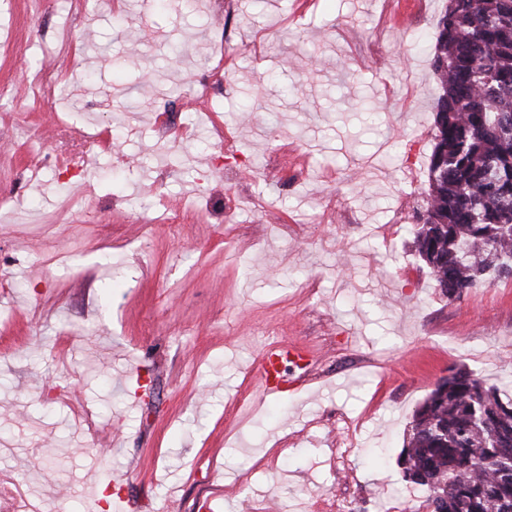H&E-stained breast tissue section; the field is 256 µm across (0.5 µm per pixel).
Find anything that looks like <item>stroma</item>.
I'll return each instance as SVG.
<instances>
[{
	"mask_svg": "<svg viewBox=\"0 0 512 512\" xmlns=\"http://www.w3.org/2000/svg\"><path fill=\"white\" fill-rule=\"evenodd\" d=\"M231 2L217 76V0H0V196L26 207L0 212V512H97L107 474L121 512H423L396 465L415 407L512 362V279L448 300L399 220L439 93L414 41L448 0ZM37 147L86 179L30 176ZM274 345L310 379L267 396Z\"/></svg>",
	"mask_w": 512,
	"mask_h": 512,
	"instance_id": "stroma-1",
	"label": "stroma"
}]
</instances>
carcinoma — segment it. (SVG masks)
<instances>
[{
    "mask_svg": "<svg viewBox=\"0 0 512 512\" xmlns=\"http://www.w3.org/2000/svg\"><path fill=\"white\" fill-rule=\"evenodd\" d=\"M421 50L438 83L415 251L459 300L512 278V0H449ZM512 397L466 370L415 409L397 458L426 512H512Z\"/></svg>",
    "mask_w": 512,
    "mask_h": 512,
    "instance_id": "carcinoma-1",
    "label": "carcinoma"
}]
</instances>
